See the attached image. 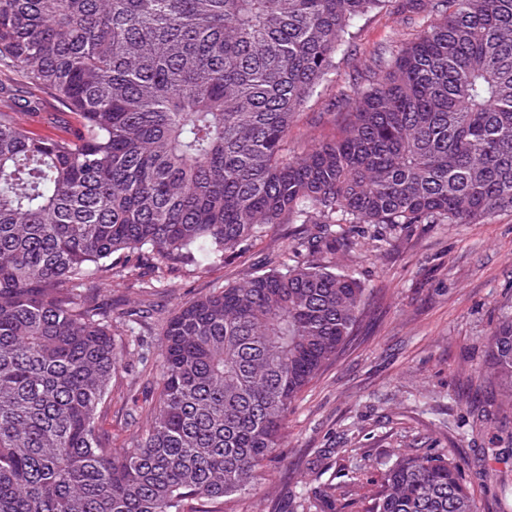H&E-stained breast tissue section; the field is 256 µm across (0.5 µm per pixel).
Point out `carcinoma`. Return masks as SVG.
Here are the masks:
<instances>
[{
	"label": "carcinoma",
	"mask_w": 512,
	"mask_h": 512,
	"mask_svg": "<svg viewBox=\"0 0 512 512\" xmlns=\"http://www.w3.org/2000/svg\"><path fill=\"white\" fill-rule=\"evenodd\" d=\"M388 0H0V68L77 116L65 138L0 110V512H209L280 446L291 405L337 358L365 302L314 261L182 304L158 404L129 448L112 400L117 276L202 269L269 224H475L512 211V0H429L373 82L340 94V132L297 152V111L352 22ZM512 397V312L488 337ZM361 512H475L458 468L401 456Z\"/></svg>",
	"instance_id": "carcinoma-1"
}]
</instances>
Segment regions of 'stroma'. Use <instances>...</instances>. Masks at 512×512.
<instances>
[{"instance_id": "stroma-1", "label": "stroma", "mask_w": 512, "mask_h": 512, "mask_svg": "<svg viewBox=\"0 0 512 512\" xmlns=\"http://www.w3.org/2000/svg\"><path fill=\"white\" fill-rule=\"evenodd\" d=\"M421 19L409 0L356 20L335 67L300 108L288 139L310 147L338 129L333 103L375 53L414 38ZM25 117L34 135L69 133L73 115L49 94ZM314 224H272L206 270L168 273L147 291L113 278L104 293L113 309L150 303L162 315L245 274L306 263L294 251ZM336 251L318 261L353 275L365 289L364 312L338 359L295 399L279 448L259 468L254 485L220 499L217 512H296L321 488L336 484L323 512H360L396 456L430 455L458 465L476 512H512V445L491 444L494 429H512V404L479 386L486 373L487 338L502 312L512 310V212L476 224H344ZM124 355L112 381V402L101 423L116 448L130 447L147 423L137 395L158 388L133 378Z\"/></svg>"}]
</instances>
